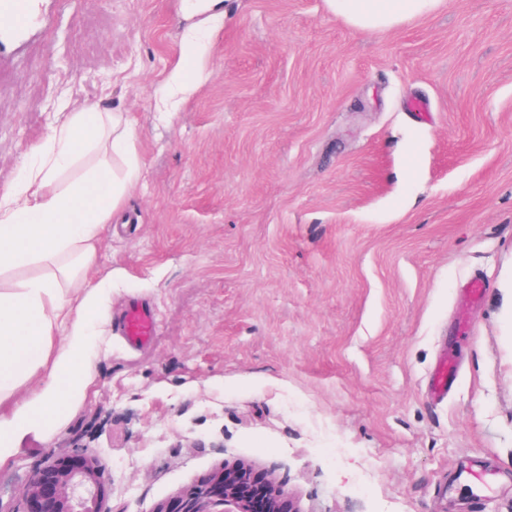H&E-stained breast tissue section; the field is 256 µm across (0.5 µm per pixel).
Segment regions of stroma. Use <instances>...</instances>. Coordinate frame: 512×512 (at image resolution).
Returning a JSON list of instances; mask_svg holds the SVG:
<instances>
[{
  "mask_svg": "<svg viewBox=\"0 0 512 512\" xmlns=\"http://www.w3.org/2000/svg\"><path fill=\"white\" fill-rule=\"evenodd\" d=\"M183 5L25 0L0 29V189L86 105L130 120L141 166L99 247L93 394L0 469V512L76 448L105 512L239 462L297 512H512V0L383 33L324 0ZM124 330L132 342L143 341L155 333V321L150 308L137 304L131 308L124 320Z\"/></svg>",
  "mask_w": 512,
  "mask_h": 512,
  "instance_id": "35a3bbf8",
  "label": "stroma"
}]
</instances>
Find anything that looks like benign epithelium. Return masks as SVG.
I'll return each mask as SVG.
<instances>
[{
    "label": "benign epithelium",
    "instance_id": "benign-epithelium-1",
    "mask_svg": "<svg viewBox=\"0 0 512 512\" xmlns=\"http://www.w3.org/2000/svg\"><path fill=\"white\" fill-rule=\"evenodd\" d=\"M252 478L244 466L223 468L185 491L156 512H255ZM25 512H105V495L97 457L86 449L55 457L23 486ZM262 512H298L274 484Z\"/></svg>",
    "mask_w": 512,
    "mask_h": 512
}]
</instances>
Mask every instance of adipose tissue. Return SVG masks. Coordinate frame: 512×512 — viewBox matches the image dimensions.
I'll return each instance as SVG.
<instances>
[{"instance_id": "obj_1", "label": "adipose tissue", "mask_w": 512, "mask_h": 512, "mask_svg": "<svg viewBox=\"0 0 512 512\" xmlns=\"http://www.w3.org/2000/svg\"><path fill=\"white\" fill-rule=\"evenodd\" d=\"M439 2L326 0L332 14L370 33L426 16ZM98 148L103 161L59 184ZM35 155L23 180L0 190V275L32 264L52 268L0 290V468L14 462L23 436L50 441L89 397L109 297L92 278L98 247L140 180L132 127L94 107L68 113ZM115 157L116 170L109 166Z\"/></svg>"}]
</instances>
